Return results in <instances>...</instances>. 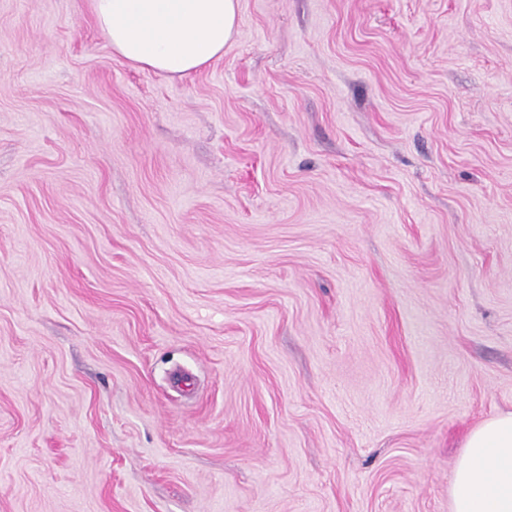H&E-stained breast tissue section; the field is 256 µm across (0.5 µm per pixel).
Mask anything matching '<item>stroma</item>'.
Instances as JSON below:
<instances>
[{
	"label": "stroma",
	"instance_id": "obj_1",
	"mask_svg": "<svg viewBox=\"0 0 512 512\" xmlns=\"http://www.w3.org/2000/svg\"><path fill=\"white\" fill-rule=\"evenodd\" d=\"M512 411V0H240L186 76L0 0V512H449Z\"/></svg>",
	"mask_w": 512,
	"mask_h": 512
}]
</instances>
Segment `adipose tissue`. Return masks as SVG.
<instances>
[{"label": "adipose tissue", "instance_id": "ef3b65f1", "mask_svg": "<svg viewBox=\"0 0 512 512\" xmlns=\"http://www.w3.org/2000/svg\"><path fill=\"white\" fill-rule=\"evenodd\" d=\"M113 52L138 68L183 76L224 53L239 0H91ZM450 512H512V412L472 429L450 477Z\"/></svg>", "mask_w": 512, "mask_h": 512}]
</instances>
